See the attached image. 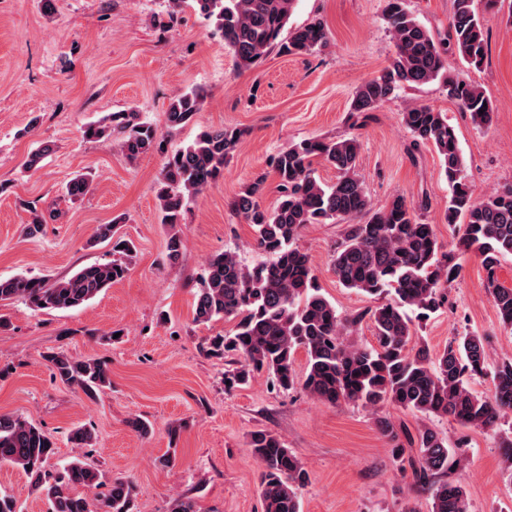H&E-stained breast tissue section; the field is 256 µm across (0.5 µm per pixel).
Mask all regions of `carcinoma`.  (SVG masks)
Segmentation results:
<instances>
[{
    "label": "carcinoma",
    "instance_id": "1",
    "mask_svg": "<svg viewBox=\"0 0 512 512\" xmlns=\"http://www.w3.org/2000/svg\"><path fill=\"white\" fill-rule=\"evenodd\" d=\"M214 20L225 47L240 68H249L274 46L290 54L313 53L326 46L322 21L288 31L279 42L293 10L294 0H173ZM384 19L392 34L395 54L381 74L363 82L350 104V116L364 125L403 85L419 86L445 79L448 97L470 113L473 122L489 127L494 107L483 88L448 75V44L470 68L479 69L487 40L475 0H453V12L444 38H435L406 8L405 0H386ZM197 87L172 99L165 111V126L188 125L204 99ZM402 122L413 137V147L431 146L437 152L450 195L445 218L458 228L461 253L474 252L486 274L501 324L512 330V287L500 283L501 257L512 255V186L484 200L474 197L465 175L455 129L447 116L427 105L402 112ZM243 132L237 128L203 130L189 145L168 155L158 181L161 223L173 232L166 239V257L179 259L182 223L187 204L224 177V165ZM86 139L112 138L119 151L135 160L157 147L156 126L137 112H112L88 125ZM359 143L354 138L303 140L280 152L272 162L278 179V197L262 203L267 175L243 185L232 199V212L249 224L254 246L269 261L245 267L237 251L226 249L212 256L196 283L194 318L197 324L232 320L231 331L209 339L208 350L242 358L224 373L232 390L246 385L254 374H267L270 385L288 391L301 387L330 405L359 403L370 409L385 404L418 418L451 417L463 426L494 431L500 439L505 470L512 480V358L492 370L489 396L475 394L471 380L487 370L486 339L465 334L434 353L419 340L416 326L428 320L448 301V283L456 279V256L442 251L429 224L419 220L413 202L398 194L384 207H371L358 170ZM336 170V182L325 184L315 176L314 164ZM89 175L78 173L65 185L71 199L85 196ZM115 219L96 229V238L112 240V262L91 264L70 277L51 281L18 275L0 278V302L21 300L38 311L74 309L105 292L129 271L131 244L117 235ZM342 224L343 237L333 255L336 281L362 292L379 304L351 319L343 318L322 293L310 257L299 245L307 224ZM369 319L376 344L355 346L345 339L349 327ZM306 354L303 374L295 370V354ZM52 375L61 383L80 388L88 397L112 388L111 370L104 361L76 359L64 352L45 357ZM380 433L393 444L400 466H409L413 479L433 485L431 512H469L467 491L460 482L441 480L458 463L457 449L430 426L420 423L415 432L398 430L377 420ZM408 446H403L400 437ZM78 448L93 446L92 432L83 426L71 430ZM262 468L260 496L263 512H301L300 489L308 482L301 461L276 433L258 429L246 441ZM52 435L21 417L0 415V464L21 469L31 489L46 499L49 512H93L91 500L102 512H134L135 487L124 477L102 479L92 464L76 458L59 468H46L54 454Z\"/></svg>",
    "mask_w": 512,
    "mask_h": 512
}]
</instances>
